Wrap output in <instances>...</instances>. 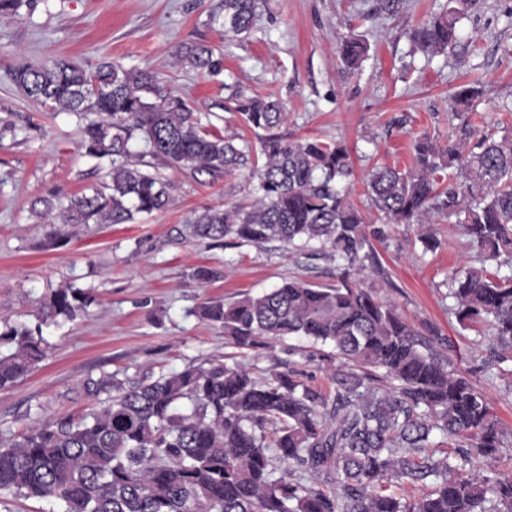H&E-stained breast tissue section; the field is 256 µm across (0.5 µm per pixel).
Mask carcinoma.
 <instances>
[{"mask_svg": "<svg viewBox=\"0 0 512 512\" xmlns=\"http://www.w3.org/2000/svg\"><path fill=\"white\" fill-rule=\"evenodd\" d=\"M452 6L420 24L416 46L443 53L458 18L476 0ZM255 0H224L211 23L224 33H250ZM345 66L358 68L368 45L340 44ZM177 61L206 75L222 69L207 44L183 45ZM14 84L53 112L86 118L85 153L107 159V181L58 206L40 198L31 210L46 219L47 241L58 246L78 224H127L164 210L171 183L150 171V157L175 170L232 176L255 164L239 145L200 125L186 102L147 68L109 60L88 70L69 59L21 66ZM244 122L268 132L261 144L257 197L249 206L210 207L186 225L193 239L221 245L279 241L288 251H316L336 261L339 283L283 281L233 302L212 300L192 314L224 328L239 350L304 336L329 345L343 368L324 390L299 370L261 377L234 362L181 371L146 369L132 377L102 373L84 389L100 408L36 425L18 441L0 442V493L53 501L57 512H512V477L466 470L474 458L498 459L504 431L490 400L393 305L360 287L355 274L372 258L366 220L350 199L348 147L271 133L286 119L278 100L249 98ZM456 140L414 144L408 170L376 166L367 192L385 224H416L422 251L438 240L435 217L459 225L482 255L448 277L459 326L485 325L512 353V134L483 135L464 112L454 113ZM91 293L71 285L53 290L41 322L58 325L84 314ZM0 389L14 385L44 359L41 340L23 324L0 322ZM439 431L459 448V460L428 452ZM435 485L411 501L384 493L383 484Z\"/></svg>", "mask_w": 512, "mask_h": 512, "instance_id": "carcinoma-1", "label": "carcinoma"}]
</instances>
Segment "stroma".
Returning a JSON list of instances; mask_svg holds the SVG:
<instances>
[{
  "instance_id": "obj_1",
  "label": "stroma",
  "mask_w": 512,
  "mask_h": 512,
  "mask_svg": "<svg viewBox=\"0 0 512 512\" xmlns=\"http://www.w3.org/2000/svg\"><path fill=\"white\" fill-rule=\"evenodd\" d=\"M373 6L374 0H256L245 37L211 24L224 0H24L17 15L0 18V126L15 128L0 139V318L39 329L47 346L33 372L0 390V440L97 408L83 382L103 371L131 377L149 367L180 370L232 356L263 375L291 365L328 387L335 365L325 360V347L290 337L240 351L226 344L223 329L191 310L209 299L262 293L292 275L320 284L339 276L334 261L289 253L279 242L226 247L188 237L185 224L194 212L252 202L256 180L246 169L214 179L160 167L172 185L166 210L129 224L83 226L67 245L44 248L47 227L32 213V201H68L103 183L108 164L86 155L82 117L24 97L12 70L60 57L89 69L105 59L147 66L166 77L202 125L254 146L260 134L245 126L239 99L280 100L287 118L279 135L349 146L350 200L371 222L369 171L410 168L418 136L447 142L455 133L452 96L459 85L480 82L470 115L478 134L512 133V0H477L457 25L456 46L432 57L412 52L411 34L446 10L448 0H405L394 17L374 14ZM348 36L370 45L355 72L338 52ZM192 43L221 53L220 74L207 77L178 64V46ZM432 230L440 245L425 254L416 225L385 227L361 283L417 328L437 331L436 349L469 373L503 423L499 468L510 473L512 375L500 373L491 335L459 327L447 296L449 274L475 264L476 252L457 226L438 218ZM200 266L218 276L199 287L191 273ZM66 283L92 292L95 303L75 321L41 324L42 301Z\"/></svg>"
}]
</instances>
